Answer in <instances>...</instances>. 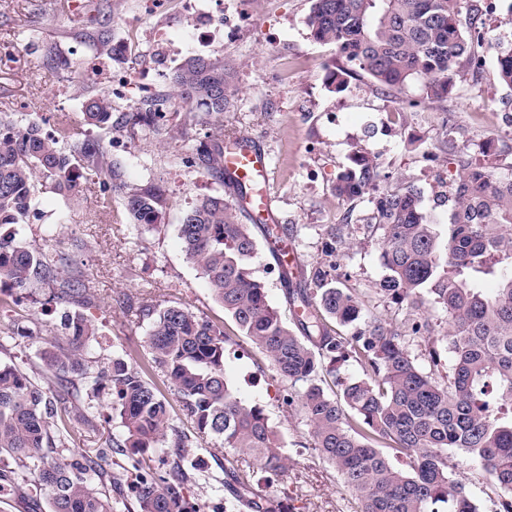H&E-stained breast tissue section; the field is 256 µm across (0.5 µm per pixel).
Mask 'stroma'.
<instances>
[{
	"label": "stroma",
	"instance_id": "obj_1",
	"mask_svg": "<svg viewBox=\"0 0 512 512\" xmlns=\"http://www.w3.org/2000/svg\"><path fill=\"white\" fill-rule=\"evenodd\" d=\"M194 2L198 10L227 16L248 6L252 22L234 40H225L218 30L201 42L185 0H164L165 11L157 17L145 11L141 0H0V113H26L46 131L53 129L59 116H68L77 139L99 143L123 180L133 186L160 185L168 199L156 227L135 230L124 218L120 200H113L111 212L101 210L104 190L98 177L79 168L75 171L79 195L64 197L53 189H40L37 208L19 237L23 243L62 255L65 274L90 277L92 296L82 311L97 327L84 355L91 370L108 368L113 358L129 355L164 397L173 424L190 430L191 422L169 381L151 366L149 323L135 312L145 298L163 307L190 306L243 351V358L227 359L226 377L238 397L264 408L281 435L288 468L279 476L267 478L251 458L237 462L238 468L252 474L255 502L274 497L286 512H358L355 496L315 449L300 407L283 404L288 382L236 328L182 249L178 227L183 211L216 190L211 177L187 159L206 134L217 129L231 136L255 137L270 152V191L279 222L286 225L302 262L315 266L325 260L328 248H335L332 278L337 287L354 289L365 309L405 336L419 359L425 342L411 331L416 314L377 292L386 270L379 240L366 230L374 202L397 185L413 183L439 237L447 238L458 158L512 178V90L499 83L496 52L488 49L480 66L460 70L456 95L443 102L424 100L420 84L400 92L383 91L364 75L351 77L345 90L335 92L329 74L340 59L335 46L311 38L310 0ZM470 2L491 36L512 43V0ZM158 22L166 29L173 53L168 61L153 53L144 38ZM104 27L114 39L133 40L122 62L94 51L92 39ZM192 54L220 55L235 68L239 98L223 120L203 115L187 122L184 108L167 98L172 72ZM118 65L156 74L154 97L162 101L169 125L179 127L176 137L148 128L132 135L86 124L81 108L89 93L109 94L116 114L136 105L135 95L112 90L111 75ZM359 152L374 157L380 176L362 195L339 197L334 185ZM334 224L344 228L336 245L328 234ZM251 266L271 304L283 319L292 320L294 312L284 301L266 242H259ZM64 310L44 285L0 290V361L40 379L41 353L48 340L59 339ZM65 403L80 407L89 422L74 429L72 438L58 449V457L68 460L86 453L108 471L131 466L129 449L119 445L124 429L112 411L110 390L90 394L82 388L66 396ZM229 455V449L212 438L195 439L191 457L196 481L188 497L197 512H213L224 496ZM454 462L456 480L465 484L480 512H495V496L479 464L460 456Z\"/></svg>",
	"mask_w": 512,
	"mask_h": 512
}]
</instances>
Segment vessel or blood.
Masks as SVG:
<instances>
[{"mask_svg": "<svg viewBox=\"0 0 512 512\" xmlns=\"http://www.w3.org/2000/svg\"><path fill=\"white\" fill-rule=\"evenodd\" d=\"M273 169L268 151L254 138L243 137L224 154V175L241 189L236 204L254 224H274V198L269 191Z\"/></svg>", "mask_w": 512, "mask_h": 512, "instance_id": "obj_1", "label": "vessel or blood"}]
</instances>
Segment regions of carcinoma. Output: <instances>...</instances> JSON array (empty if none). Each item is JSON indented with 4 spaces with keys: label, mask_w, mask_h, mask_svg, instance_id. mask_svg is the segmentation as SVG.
I'll list each match as a JSON object with an SVG mask.
<instances>
[{
    "label": "carcinoma",
    "mask_w": 512,
    "mask_h": 512,
    "mask_svg": "<svg viewBox=\"0 0 512 512\" xmlns=\"http://www.w3.org/2000/svg\"><path fill=\"white\" fill-rule=\"evenodd\" d=\"M471 13L467 0H311L307 26L315 41L336 46L342 59L331 75L334 90L361 73L395 91L418 81L426 99L446 100L456 92L457 70L475 63L489 43ZM93 45L117 58L111 31L101 30ZM496 61L499 82L511 88L512 47L499 49ZM238 95L234 67L222 57L190 55L171 78L170 96L190 114L222 117ZM156 106L146 102L114 120L108 95L94 93L84 99L82 113L92 126L150 128L175 137L178 130L161 123L165 115ZM224 143L221 129L196 151V164L220 183ZM79 166L121 198L123 212L137 226L155 225L167 206L159 187L126 184L97 144L76 141L68 119L44 132L34 121L1 117L0 282L15 288L48 284L60 302L89 300L88 283L62 276L55 258L17 239V226L36 208L38 186L76 193ZM378 177L377 163L362 155L337 179L336 194L358 197ZM453 202L443 245L413 185L384 194L373 212L372 232L380 235L387 270L378 293L419 315L412 333H428L427 372L397 331L363 311L351 289L334 284L330 264L302 268L294 277L279 270L287 301L300 310L295 326L288 325L253 276L254 225L242 222L224 194L202 198L180 220L185 255L241 334L295 388L284 404H299L314 447L359 500V512H479L454 479L450 448L475 459L489 476L497 512H512V179L462 161ZM295 277L314 287H293ZM488 277L498 279L490 295L474 287ZM431 306L448 315L445 339L454 360L444 374L426 316ZM137 312L150 320L151 362L169 380L196 433L253 458L270 475L284 472L288 459L279 432L261 407L229 388L224 365L230 340L224 332L184 304L160 308L144 299ZM335 324L353 332H338ZM64 329L65 344L43 350L42 382L0 362V493H9L22 477L34 495L46 498L49 512H112L106 485L123 481L124 473L105 475L86 453L67 462L52 457L74 422H89L76 406L56 407V397L77 379L96 392L112 388V409L126 432L116 447L134 456L150 450L164 455V469L138 473L135 512H194L186 495L195 478L188 460L192 440L170 423L157 389L120 357L96 373L84 367L83 354L97 329L83 313L65 312ZM339 361L359 364L364 376L330 393L321 373H332ZM231 474L236 506L252 505L248 479Z\"/></svg>",
    "instance_id": "obj_1"
}]
</instances>
